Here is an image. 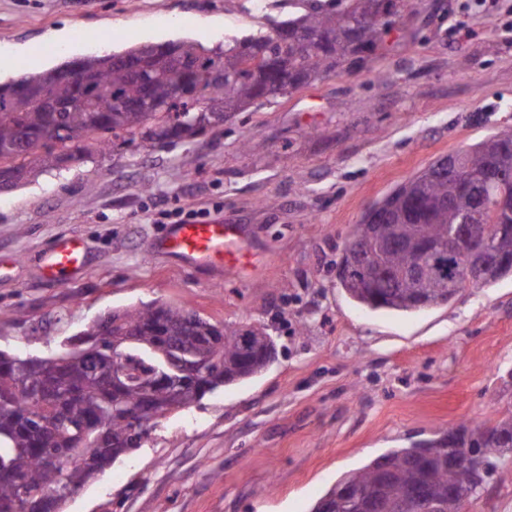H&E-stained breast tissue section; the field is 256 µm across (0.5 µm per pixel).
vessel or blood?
<instances>
[{
	"label": "vessel or blood",
	"mask_w": 512,
	"mask_h": 512,
	"mask_svg": "<svg viewBox=\"0 0 512 512\" xmlns=\"http://www.w3.org/2000/svg\"><path fill=\"white\" fill-rule=\"evenodd\" d=\"M247 229L220 219L174 224L154 243L157 253L177 258L188 266L221 265L225 273L243 275L254 269L257 257L245 246ZM88 252L77 237L56 241L42 262L47 280L64 283L80 273Z\"/></svg>",
	"instance_id": "b4317fda"
}]
</instances>
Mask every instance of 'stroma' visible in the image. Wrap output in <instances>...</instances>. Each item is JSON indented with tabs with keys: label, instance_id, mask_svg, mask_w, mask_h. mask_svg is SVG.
<instances>
[{
	"label": "stroma",
	"instance_id": "1",
	"mask_svg": "<svg viewBox=\"0 0 512 512\" xmlns=\"http://www.w3.org/2000/svg\"><path fill=\"white\" fill-rule=\"evenodd\" d=\"M293 0H0V56L36 62L144 43L223 44ZM82 30L91 42L47 34ZM512 128V0H408L373 72L336 71L190 146H117L0 193V349L46 356L115 309L171 303L276 345L257 377L161 418L64 512H311L392 448L512 411V275L421 312L369 311L336 265L365 211L437 158ZM149 192H142V185ZM245 225L248 275L153 253L179 218ZM89 251L61 284L42 260ZM465 512H512V453ZM88 262L87 249L79 237H65L56 241L42 262L47 280L65 283L80 273Z\"/></svg>",
	"mask_w": 512,
	"mask_h": 512
}]
</instances>
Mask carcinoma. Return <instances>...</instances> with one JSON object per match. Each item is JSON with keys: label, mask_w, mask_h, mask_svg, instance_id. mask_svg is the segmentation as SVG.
<instances>
[{"label": "carcinoma", "mask_w": 512, "mask_h": 512, "mask_svg": "<svg viewBox=\"0 0 512 512\" xmlns=\"http://www.w3.org/2000/svg\"><path fill=\"white\" fill-rule=\"evenodd\" d=\"M404 0H328L265 31L231 38L207 48L192 40L141 44L118 54L79 60L93 79L81 90L51 81L72 66L66 61L43 71H25L0 81V191L76 163L97 147L116 142L149 151L158 145H187L224 125V118L261 100L299 89L339 66L371 69L390 24L381 14L401 17ZM174 56L198 65L206 76L188 96L176 99L180 71ZM143 63L138 75L126 61ZM24 87L39 88L57 105L47 112L21 98ZM436 161L399 184L367 210L355 235L376 254L382 272L354 268L339 283L358 306L371 311L416 312L449 302L448 288L467 287L448 272V254H423L404 242H448V234L477 202L479 222L492 225L491 245L505 261L491 284L512 274V129L460 151V172L442 175ZM495 169L503 178H478ZM135 336L125 364L131 379L112 385V337ZM175 336L190 339L207 373L181 368L145 388L140 379L157 364L153 348ZM90 350L87 360L59 365L55 357L20 356L0 350V512H36V505L64 491L78 492L123 456L141 447L166 414L191 408L206 393L263 371L257 353L242 351L235 331L224 330L171 304H146L109 312L63 344ZM460 446L484 458L476 479L448 470L442 437L382 458L393 469L383 484L378 460L334 484L312 512H359L353 496L376 492L385 512H416L408 490L424 483L438 512H464L465 503L496 466L512 453V412L496 420L459 426Z\"/></svg>", "instance_id": "carcinoma-1"}]
</instances>
